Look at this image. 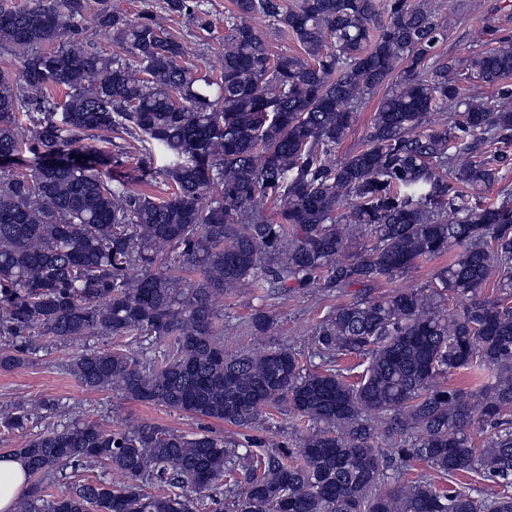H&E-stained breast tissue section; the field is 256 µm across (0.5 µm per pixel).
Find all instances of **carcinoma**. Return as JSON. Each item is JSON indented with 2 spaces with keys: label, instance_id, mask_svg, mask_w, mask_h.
<instances>
[{
  "label": "carcinoma",
  "instance_id": "1",
  "mask_svg": "<svg viewBox=\"0 0 512 512\" xmlns=\"http://www.w3.org/2000/svg\"><path fill=\"white\" fill-rule=\"evenodd\" d=\"M430 2L235 0L222 67L203 74L150 11L0 6V42L21 50L22 66L18 78L0 70V369L23 367L45 336L143 339L155 356L87 349L70 372L89 390L243 437L150 422L34 434L11 451L31 481L14 512H512L507 493L477 499L406 476L415 460L512 486V192L498 205L454 202L512 164V39L488 28L489 48L437 61L448 19ZM166 11L207 26L199 0H166ZM263 19L299 54L273 55ZM87 21L118 50L87 45ZM379 92L361 146L336 159L359 105ZM450 107L455 118H431ZM128 138L166 196L107 169V147ZM445 255L426 288L367 292ZM290 282L364 289L315 328L322 369L288 347L224 352L217 300ZM273 324L267 312L250 319L255 336ZM344 356L366 360L354 381ZM459 370L471 386L448 385ZM56 405L44 396L1 410L0 433ZM284 406L306 429L266 450L251 431ZM94 466L120 481L47 493Z\"/></svg>",
  "mask_w": 512,
  "mask_h": 512
}]
</instances>
